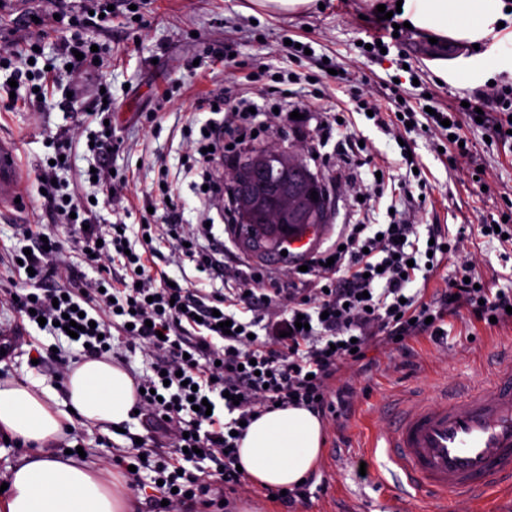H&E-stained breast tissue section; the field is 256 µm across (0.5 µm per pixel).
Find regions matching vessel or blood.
I'll return each instance as SVG.
<instances>
[{
	"label": "vessel or blood",
	"mask_w": 512,
	"mask_h": 512,
	"mask_svg": "<svg viewBox=\"0 0 512 512\" xmlns=\"http://www.w3.org/2000/svg\"><path fill=\"white\" fill-rule=\"evenodd\" d=\"M25 190L15 145L0 138V214ZM253 231L287 242V254L295 259L317 242L299 225L283 231L257 224ZM383 437L390 460L410 488L397 501L401 512H416L423 499L447 507L457 499L511 495L512 365L480 386L453 396L437 391L392 411Z\"/></svg>",
	"instance_id": "vessel-or-blood-1"
}]
</instances>
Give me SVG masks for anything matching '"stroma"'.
<instances>
[{
    "mask_svg": "<svg viewBox=\"0 0 512 512\" xmlns=\"http://www.w3.org/2000/svg\"><path fill=\"white\" fill-rule=\"evenodd\" d=\"M133 11L113 17L112 32L98 36L93 27L82 31L85 40H98L112 74V98L116 104V133L123 140L112 155L116 178L126 179L122 200L100 199L97 212L102 222L116 221L121 208H131L127 223L137 228L157 178L159 163H166L169 179L186 202L184 217L195 221L197 198L183 175L188 149L181 135L186 120H205L202 98L216 95L225 86L223 63L214 54L232 48L247 71L261 72L256 84L267 102L278 92H289L301 100L323 90L322 104L331 111L348 109L347 125L333 127L325 147L326 164L314 171L330 192L331 211L322 247L331 246L346 224H385L388 208L426 233L428 225L444 224L449 234L459 225H470L473 234L464 243L466 253L477 259L475 271L490 288H512V245L483 237L480 225L512 220V140L489 135L486 128L462 124L460 134L472 147L475 161L453 164L446 139L425 128L418 111L422 97L439 95L457 102L472 97L476 88L469 80L439 81L428 63L436 49L412 29H404L399 42L386 58L377 60L364 53L361 44L374 35L376 7L381 0H310L297 11L262 10L252 13L250 0H132ZM308 43L317 54L328 55L346 73L345 79L325 78L320 85L308 79L313 68L295 61L285 38ZM296 73V82H280L278 73ZM399 77V94L416 109L417 124L404 140L357 112L352 99L355 88L380 91L391 77ZM171 92L170 103H162L163 92ZM164 111L160 130H153L146 113ZM67 113L56 108L35 109L16 103L0 105V137L17 144V160L27 177L28 196L21 212L0 216V264L12 249L21 247L17 225L41 224L69 243L66 225L50 216L37 193L36 177L54 149L49 136L68 126ZM363 141L361 167L345 165L352 142ZM388 170L392 179L402 180L411 169L421 173V184L412 186L409 197L384 192L382 198L358 205L354 185L373 184L377 169ZM445 336L425 338L409 344L407 352L389 348L370 350L371 371L356 375L357 391L351 415L324 423L323 450L312 472L315 492L298 504L297 512H395L385 485L378 480L387 459L383 451L367 454L372 440L387 427L394 404L414 395L446 385L476 382L494 368L512 362V323L488 329L477 323L452 319ZM54 336L39 330L18 334L10 350L0 359V375L51 387L64 395L67 380L47 363ZM147 436L141 419L125 423L117 432L98 425L74 422L69 433L59 435L53 452L83 448L86 462L112 470L111 447L129 446L130 435ZM367 478H359V466Z\"/></svg>",
    "mask_w": 512,
    "mask_h": 512,
    "instance_id": "stroma-1",
    "label": "stroma"
}]
</instances>
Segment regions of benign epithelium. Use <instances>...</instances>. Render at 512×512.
I'll return each instance as SVG.
<instances>
[{"instance_id":"obj_1","label":"benign epithelium","mask_w":512,"mask_h":512,"mask_svg":"<svg viewBox=\"0 0 512 512\" xmlns=\"http://www.w3.org/2000/svg\"><path fill=\"white\" fill-rule=\"evenodd\" d=\"M300 160L284 151L260 149L252 152L231 172V181L240 186L236 199L243 224H310L314 227L328 222L330 197L325 186L311 185L303 198L286 193L273 194L257 177L271 167L288 171ZM318 198L311 199V192Z\"/></svg>"}]
</instances>
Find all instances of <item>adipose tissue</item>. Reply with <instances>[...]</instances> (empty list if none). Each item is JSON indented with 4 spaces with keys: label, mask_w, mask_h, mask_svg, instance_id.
<instances>
[{
    "label": "adipose tissue",
    "mask_w": 512,
    "mask_h": 512,
    "mask_svg": "<svg viewBox=\"0 0 512 512\" xmlns=\"http://www.w3.org/2000/svg\"><path fill=\"white\" fill-rule=\"evenodd\" d=\"M401 9V19L436 38L440 49L452 41L480 46V53L453 69L447 60L432 61L437 76L452 72L480 83L512 75V0H403ZM135 401L129 373L105 359L74 367L62 401L34 383L0 380V431L35 447L12 473L0 512H128L120 477L105 480L87 464L58 458L44 444L76 418L112 427L128 422ZM322 444L318 415L291 405L250 424L239 442V460L251 483L290 488L314 469Z\"/></svg>",
    "instance_id": "1"
}]
</instances>
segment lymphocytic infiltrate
<instances>
[{"label":"lymphocytic infiltrate","instance_id":"1","mask_svg":"<svg viewBox=\"0 0 512 512\" xmlns=\"http://www.w3.org/2000/svg\"><path fill=\"white\" fill-rule=\"evenodd\" d=\"M57 26H105L112 0H50ZM36 40L20 38L16 46L0 49L11 82H0V94L12 85L43 88L45 82L61 83L58 68L30 65ZM98 93L86 112H72L71 126L53 140L57 155H70L74 141L92 133V170L84 180L95 190L121 192L109 167L118 139L105 131L90 132L88 118L109 119L111 104L102 93L106 76H98ZM218 118L202 123V136L185 124L182 137L193 159L186 174L203 178L202 201L220 195L223 186L213 176L218 162L239 159L252 144L253 132H266L289 121L292 111H306V104H279L277 111L253 107L238 90L236 79L216 100ZM432 113L427 128L434 135L453 134L461 119H482L484 126L506 137L512 129V91L494 85L482 89L476 107L447 105L438 97L427 100ZM44 204L65 217L71 243L81 253L72 263L56 234L24 225L28 250H14L13 259L32 268L21 284L0 285V301L9 300L26 322L45 318V331L63 335L62 316L78 322L82 358H101L114 345L125 351H142L152 359L149 373L135 376V408L147 425L165 432L172 443L168 454L153 460H135L128 484L143 486L144 469L162 477L159 491L166 506L159 512H180L189 499H202L219 507L225 494L244 490L245 476L236 468L241 423L252 422L275 405L296 404L318 415L338 420L347 414L355 397L348 374H360L370 346L405 351L409 340L438 337L448 318L467 315L469 320L498 324L512 321V289L497 290L470 283L472 264L462 261L461 278L449 287L426 294L415 288L416 279L430 280L449 253L459 251L468 238L466 227L448 235L434 226L427 232L433 245L420 247L415 225L405 220L373 231L368 224H348L335 245L307 260L304 287L291 288L285 272L248 264L230 265L227 245L209 229L210 210L205 206L196 223L187 224L179 206V191L159 174L165 201L160 223L140 227V250H133L123 232V220L101 223L89 193L63 195L53 182V165L40 170ZM192 262L208 278L221 280L214 289L170 286V266ZM95 269L87 277L86 269ZM304 328H296L297 319ZM234 331L225 334L224 321ZM208 402L211 413L193 410ZM212 462V469L186 473L183 463Z\"/></svg>","mask_w":512,"mask_h":512}]
</instances>
